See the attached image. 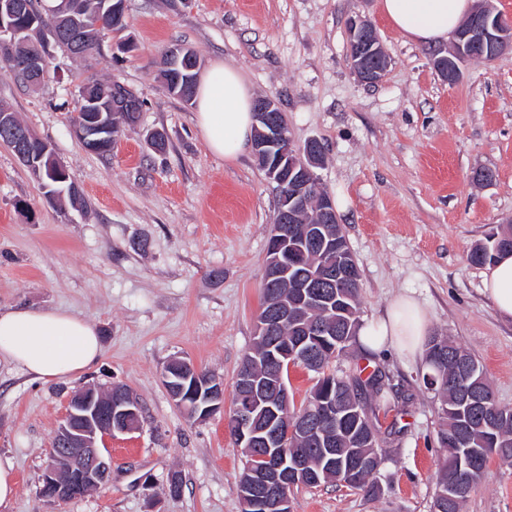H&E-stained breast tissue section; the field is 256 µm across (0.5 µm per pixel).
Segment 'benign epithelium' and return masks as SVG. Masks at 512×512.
<instances>
[{"instance_id": "7a95c632", "label": "benign epithelium", "mask_w": 512, "mask_h": 512, "mask_svg": "<svg viewBox=\"0 0 512 512\" xmlns=\"http://www.w3.org/2000/svg\"><path fill=\"white\" fill-rule=\"evenodd\" d=\"M22 5L18 0H0V62L8 66L28 87L41 83L49 71L48 54L36 51H19L27 43L25 34L36 23V16H28L22 25L18 16ZM62 27L81 38H86L83 5L71 0L60 13ZM348 42L353 52L349 56L351 68L357 79L365 84H377L385 76L390 60L378 39L372 34V25L366 20L350 19L347 22ZM451 55H436L433 67L448 82L459 78L460 64L471 59L474 46H488L496 60L512 52V25L501 23L491 26L476 18L462 35L453 38ZM201 67L197 53L187 47H173L163 61L166 79L174 72H184L187 77ZM135 94L119 82L112 84V91L104 95L83 93L80 108L82 116L71 122V131L83 147L95 154H106L119 139L117 117L123 112L138 119L134 106ZM256 120L254 153L266 169L267 179L283 190L280 194L278 223L272 225L270 238L278 244L287 237V225L295 223L296 215L313 185L317 152L320 142L310 139L306 148L294 143L286 133L288 125L280 120L278 103L269 97L254 101ZM0 129L7 130V144L17 159L35 175L47 169L52 185L63 184L74 207L81 208L82 191L71 180L68 170L56 159L48 143L24 130L13 112H0ZM291 268L282 262L280 249L269 250L265 266L268 284V310L257 319L255 335L266 342L271 373L259 379L250 367L243 368L235 377V392L239 405L231 419V430L237 446L250 448L246 465V480L240 495L254 512H292L289 496V478L306 475L313 483L319 476L305 472L301 453L288 458L283 450L286 441L299 434L318 438L326 427L336 423L337 402L322 399L319 412L313 421H290L281 413L288 407V388L285 379H277V369L310 357L314 353L309 338L334 336L336 329L322 323L308 322L303 326L304 336L284 342L277 332L288 320L291 310L288 302L278 294L277 287L288 281ZM164 372L166 390L175 405L190 416L205 420L224 410V382L212 379L197 367L186 368L187 362L174 359ZM141 422V405L138 398L121 385L103 388L88 385L70 397L65 415L55 434L57 446L52 448L40 496L58 501H72L106 484L112 475V453L106 440L118 434L137 430ZM467 489V481H458L448 494L440 493L434 500L433 512H444L447 503Z\"/></svg>"}]
</instances>
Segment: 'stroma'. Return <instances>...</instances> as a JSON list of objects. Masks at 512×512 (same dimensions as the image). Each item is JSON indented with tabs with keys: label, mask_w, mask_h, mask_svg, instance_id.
I'll use <instances>...</instances> for the list:
<instances>
[{
	"label": "stroma",
	"mask_w": 512,
	"mask_h": 512,
	"mask_svg": "<svg viewBox=\"0 0 512 512\" xmlns=\"http://www.w3.org/2000/svg\"><path fill=\"white\" fill-rule=\"evenodd\" d=\"M126 27L105 34L92 61L48 51L54 78L39 91L0 67V107L49 143L85 196L83 210L50 202L0 144V309L67 310L98 328L103 356L80 375L42 381L0 363V454L16 463L13 512H241L246 464L229 427L234 380L254 342L277 191L254 154L213 155L195 109L158 76L170 47L202 68L235 67L253 97L274 99L297 143L325 149L317 175L360 272V319L398 296L428 310L430 334L450 337L483 366L499 405L512 408V322L483 294L467 253L512 218V57L472 61L455 83L432 66L439 50L402 36L380 0H127ZM370 21L391 58L383 80L361 83L349 64L348 19ZM132 39L124 54L117 43ZM115 79L144 102L136 129L110 153L84 149L69 129L87 76ZM166 135L164 152L146 142ZM489 169L493 181H476ZM180 357L224 381V412L192 420L162 374ZM350 345L329 365L370 362ZM411 394L403 433L385 444L378 496L343 485L299 486L292 512H431L441 461L438 402L423 365L372 360ZM121 384L143 408L139 430L109 441L112 480L81 499L40 497L48 450L70 396ZM178 475V496L166 492ZM463 512H512V465L491 460Z\"/></svg>",
	"instance_id": "obj_1"
}]
</instances>
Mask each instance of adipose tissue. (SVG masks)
Segmentation results:
<instances>
[{
    "instance_id": "ef3b65f1",
    "label": "adipose tissue",
    "mask_w": 512,
    "mask_h": 512,
    "mask_svg": "<svg viewBox=\"0 0 512 512\" xmlns=\"http://www.w3.org/2000/svg\"><path fill=\"white\" fill-rule=\"evenodd\" d=\"M390 25L416 43L444 41L472 12L473 0H381ZM197 124L207 148L228 160L250 148L254 134L253 97L239 72L216 62L196 91ZM483 292L498 315L512 320V254L503 255L483 276ZM429 315L420 301L402 295L378 318L362 324L357 343L362 351H388L420 358L429 330ZM99 331L90 321L59 309L0 310V362L39 380L82 373L102 356Z\"/></svg>"
}]
</instances>
